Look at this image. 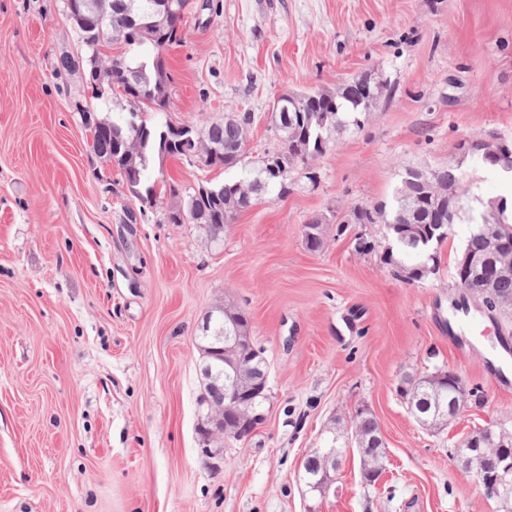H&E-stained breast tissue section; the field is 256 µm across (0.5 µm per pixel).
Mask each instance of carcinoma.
<instances>
[{
  "label": "carcinoma",
  "mask_w": 512,
  "mask_h": 512,
  "mask_svg": "<svg viewBox=\"0 0 512 512\" xmlns=\"http://www.w3.org/2000/svg\"><path fill=\"white\" fill-rule=\"evenodd\" d=\"M112 17L106 20L102 29V39H95L85 45L87 53L95 54L106 66L104 77L112 82V94L122 95L129 109L119 112L112 118L99 119L92 113H83L84 125L89 130L92 149L108 164L119 168L122 175L139 174V183H127L131 194L144 203L153 202L157 195V181L150 180V168L160 155L161 133L171 125L170 121L153 122L146 114H160L173 108L169 87L170 77L164 67L162 51L170 44L183 40L182 23H174L169 28L158 31L147 25L143 18L131 28L127 27V17L120 8L123 0H112ZM129 28L127 39L121 42L124 50L108 54L105 49L113 45L110 35L113 30ZM151 45L154 54L135 56L134 48ZM141 68L138 84L132 86L126 78L125 68ZM349 84L334 90L322 88L303 95L302 107L297 112H272L275 145L265 152L259 165L240 180H228L211 184L212 192L196 194L179 188L175 183L168 184L169 196L176 200L167 214L171 224L180 223L179 210L190 216L189 223L204 229L207 238L218 243L224 239V228L235 223L238 215L262 199L280 200L288 196L298 181L311 187L320 182V172L315 161L323 155L318 148L319 140L330 148L335 136L348 128L362 129L368 121L372 109L386 91L380 83L372 88V94L359 96L348 91ZM253 116L249 112L231 115L222 121L211 122L200 128L201 138L207 142L224 146V163L238 164L245 154V143ZM280 159V168L275 179L269 176L267 164ZM460 164L448 162L434 169L435 185L427 186L416 175V168L404 170L400 183L393 195L392 203L378 212L375 207L358 204L349 217L353 224H386L391 226V234L397 251L385 250L381 255L383 264L399 274H406L407 282H419L429 276L438 266V251L451 238L460 208L448 210L450 193L461 197L468 195L459 174ZM327 225L311 218L303 225V238L310 251H317L324 245ZM489 225L476 224L467 237L462 252L472 255H485L489 241ZM486 296L487 307L512 314V276L502 277L485 286L481 280H474L468 293ZM230 326L241 335H250L248 315L240 308H229L225 316L210 323L208 330L202 331L201 339L210 344L224 335V327ZM403 398L413 402L415 410L424 420L427 429L446 427L444 419L434 416V407L439 399L448 397L447 375L438 369L419 376L404 379ZM224 405V390L218 385L204 388L199 398V406L208 410ZM353 431L364 441L380 435L379 425L374 415L368 411L357 412L353 421ZM385 458L384 442L367 447L360 453L361 474L370 477L377 473Z\"/></svg>",
  "instance_id": "1"
}]
</instances>
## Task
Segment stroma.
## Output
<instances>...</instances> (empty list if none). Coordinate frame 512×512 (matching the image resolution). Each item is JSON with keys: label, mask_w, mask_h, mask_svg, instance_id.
I'll return each mask as SVG.
<instances>
[{"label": "stroma", "mask_w": 512, "mask_h": 512, "mask_svg": "<svg viewBox=\"0 0 512 512\" xmlns=\"http://www.w3.org/2000/svg\"><path fill=\"white\" fill-rule=\"evenodd\" d=\"M183 43L163 53L167 118L202 126L254 115L236 167L174 158L154 174L190 188L239 179L269 148L283 93L333 88L364 73L388 95L318 161L321 182L241 212L224 244L164 220L173 203L132 197L93 153L84 111L111 116L83 67L64 0H0V512H498L448 455L484 427L512 428V342L472 307L454 261L489 198L512 197L500 169L459 159L473 135L512 142V0H192ZM461 160L469 219L441 248L436 275L407 283L381 263L380 224L328 229L308 250L303 226L391 200L403 167ZM375 251L358 253L355 235ZM250 316L269 364L265 419L204 460L199 351L204 317ZM450 368L479 388L447 429H423L399 387ZM367 409L385 442L378 486L346 453ZM345 454L326 495L302 464Z\"/></svg>", "instance_id": "35a3bbf8"}]
</instances>
